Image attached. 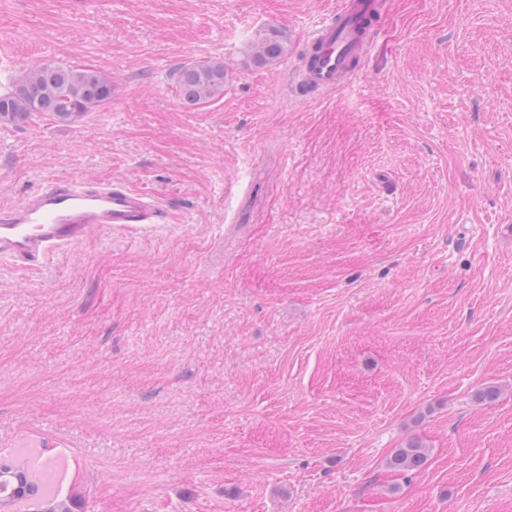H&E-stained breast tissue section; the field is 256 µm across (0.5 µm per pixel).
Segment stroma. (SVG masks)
<instances>
[{
  "label": "stroma",
  "mask_w": 512,
  "mask_h": 512,
  "mask_svg": "<svg viewBox=\"0 0 512 512\" xmlns=\"http://www.w3.org/2000/svg\"><path fill=\"white\" fill-rule=\"evenodd\" d=\"M335 2L0 0L1 92L112 81L0 118V205L120 178L169 215L0 267V459L82 512H512V0H381L354 86L304 102ZM271 28L287 54L243 65ZM213 57L223 98L184 107L171 71ZM112 97V81L90 69L38 63L19 74L13 88L0 95V116L25 119L33 112L67 121ZM427 460L425 447L419 440H410L402 448L395 449L387 459L390 469L398 472L418 470Z\"/></svg>",
  "instance_id": "35a3bbf8"
}]
</instances>
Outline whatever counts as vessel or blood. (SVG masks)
Masks as SVG:
<instances>
[{
	"instance_id": "obj_1",
	"label": "vessel or blood",
	"mask_w": 512,
	"mask_h": 512,
	"mask_svg": "<svg viewBox=\"0 0 512 512\" xmlns=\"http://www.w3.org/2000/svg\"><path fill=\"white\" fill-rule=\"evenodd\" d=\"M379 36L375 0H337L303 41L295 88L318 94L345 88ZM165 218L160 202L122 180H62L33 190L20 203L0 205V259L42 270L90 229L137 233Z\"/></svg>"
}]
</instances>
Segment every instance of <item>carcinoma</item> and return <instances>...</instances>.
<instances>
[{"instance_id":"carcinoma-1","label":"carcinoma","mask_w":512,"mask_h":512,"mask_svg":"<svg viewBox=\"0 0 512 512\" xmlns=\"http://www.w3.org/2000/svg\"><path fill=\"white\" fill-rule=\"evenodd\" d=\"M288 51L286 34L272 29L251 41L244 51L245 63L265 66L279 61ZM227 71L221 60L203 61L177 67L172 74L182 103L199 107L224 97ZM112 98V81L90 69L65 68L38 63L19 74L13 88L0 95V116L25 119L35 112L49 114L59 120L75 119ZM427 453L418 440H410L395 449L387 459L390 469L398 472L418 470L424 466ZM20 472L45 493L47 467L36 470L25 463L0 461V512H16L29 503L27 499L10 497L12 474Z\"/></svg>"}]
</instances>
